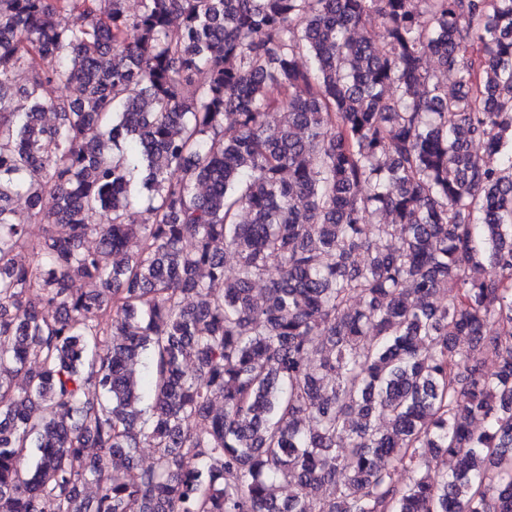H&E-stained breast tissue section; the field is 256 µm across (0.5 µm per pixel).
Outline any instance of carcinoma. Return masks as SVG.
<instances>
[{"instance_id":"cac0c4a2","label":"carcinoma","mask_w":512,"mask_h":512,"mask_svg":"<svg viewBox=\"0 0 512 512\" xmlns=\"http://www.w3.org/2000/svg\"><path fill=\"white\" fill-rule=\"evenodd\" d=\"M124 4L0 0V512H512V0Z\"/></svg>"}]
</instances>
